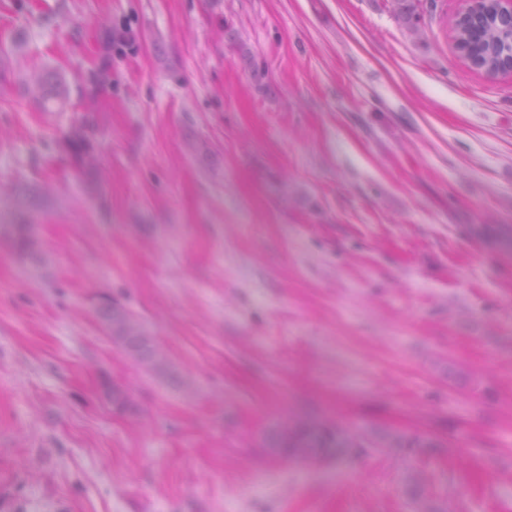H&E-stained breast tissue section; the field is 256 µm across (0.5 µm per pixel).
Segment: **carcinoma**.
Returning a JSON list of instances; mask_svg holds the SVG:
<instances>
[{
    "label": "carcinoma",
    "instance_id": "cac0c4a2",
    "mask_svg": "<svg viewBox=\"0 0 512 512\" xmlns=\"http://www.w3.org/2000/svg\"><path fill=\"white\" fill-rule=\"evenodd\" d=\"M419 0H391V13L395 21L404 27L410 36L420 39L423 30L419 24ZM456 48L462 56L480 65L489 78L503 73V67L512 59V28L500 21L493 5L480 0L473 13L457 17L453 23ZM31 93L43 100L62 96L61 85H50L41 75L34 76ZM83 123L72 126L66 140L75 163L82 169L95 166L94 148L87 139ZM12 237L17 252L38 263V243L33 237L31 225L23 219L12 225ZM99 319L112 340L127 346L128 355L139 365L162 372L165 365L155 361L153 345L155 337L143 326H129L130 313L123 307L103 297L97 308ZM104 397L120 412L134 415L138 412L130 390L113 383L108 377L102 379ZM268 447L274 452L300 460L333 461L351 448H374L376 444L365 435L332 423L314 420H298L283 428L273 429L266 436Z\"/></svg>",
    "mask_w": 512,
    "mask_h": 512
}]
</instances>
